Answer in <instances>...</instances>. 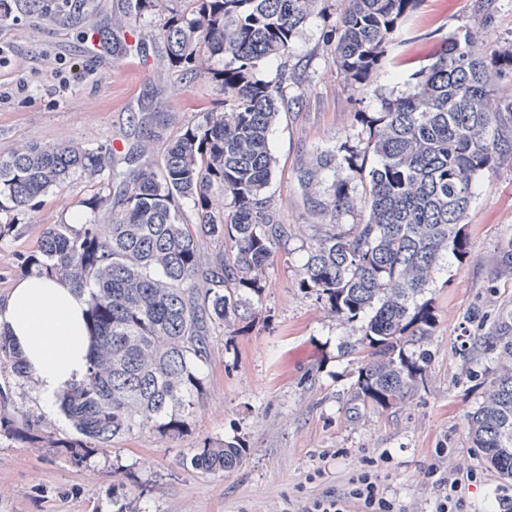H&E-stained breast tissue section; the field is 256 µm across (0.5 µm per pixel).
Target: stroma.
<instances>
[{"label":"stroma","instance_id":"obj_1","mask_svg":"<svg viewBox=\"0 0 512 512\" xmlns=\"http://www.w3.org/2000/svg\"><path fill=\"white\" fill-rule=\"evenodd\" d=\"M14 21L0 25V43L12 52L0 63V154L22 144L75 141L88 149L111 144L119 152L151 131L156 150L179 135L195 113L221 102L214 84L174 70L157 31L159 11L113 29L122 47L120 67L91 52L87 34L125 10V0H43L30 10L13 0ZM419 0L388 43L379 69L363 87L348 85L336 64V27L343 0H315L292 40L288 67L296 76L284 92L279 121L269 133L276 159L268 189L282 223L291 225L287 254L266 271L268 286L256 315L233 334H217L202 369L206 395L180 438L151 432L97 450L75 465L45 447L75 432L58 407L46 406L31 379L0 364V394L7 415L31 422L39 442L0 435V512H291L307 500L343 493L364 459L378 474L398 512H432L437 495L432 469L449 463L476 471L463 494L471 512H496L512 495V480L489 469L472 448L465 416L483 400L485 379L499 367L494 354L472 339L494 330L512 313V274L495 271V257L512 227V165L481 176L472 203L466 252L449 257L429 295L433 337L424 350L428 381L398 408L351 413L356 366L340 345L357 335L353 323L328 317L298 288L312 229L297 180L303 164L321 153L359 145L357 112H377L384 99L409 93L411 75L430 63L449 37L470 32L476 49L493 41L512 50V0ZM70 87L59 92L61 79ZM25 92H16L18 83ZM103 189L98 179L73 173L63 193L42 195L32 211L15 218L0 239V301L32 272L26 263L48 227L89 219L88 199ZM238 440L247 448L229 474H202L179 458L215 442Z\"/></svg>","mask_w":512,"mask_h":512}]
</instances>
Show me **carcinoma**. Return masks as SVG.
Here are the masks:
<instances>
[{"label": "carcinoma", "instance_id": "carcinoma-1", "mask_svg": "<svg viewBox=\"0 0 512 512\" xmlns=\"http://www.w3.org/2000/svg\"><path fill=\"white\" fill-rule=\"evenodd\" d=\"M189 2V12L171 13L159 35L172 67L215 84L224 99L194 116L159 155L144 136L128 157L135 167L116 190L89 202L105 220L55 226L28 260L87 296V371L58 396L79 439L47 441L74 460L143 431L165 439L180 433L204 396L201 369L213 336L255 317L268 287L265 270L291 236L267 189L275 169L268 136L293 76L285 65L274 81L257 71L271 58H288L315 0ZM417 2L345 0L335 52L350 84H365L377 70ZM161 5L127 0L112 25ZM216 57L224 68L211 66ZM412 79L411 92L385 101L376 115L355 113L369 131L359 150L363 219L339 222L353 208L344 181L323 198L309 197V213L324 222L314 225L298 282L328 316L360 323L361 335L340 350L356 365L354 404L377 411L425 387V356L414 348L433 337L427 290L448 255L463 254L477 179L512 161V53L489 41L479 54L465 32ZM113 170L108 146L21 145L0 155V213L33 209L37 197L62 189L76 171L115 178ZM216 188L229 199L220 208ZM184 199L194 203L190 218ZM496 269L512 273V234L498 248ZM474 342L506 361L467 415L469 438L511 479L512 320ZM0 362L21 378L28 374L21 352L1 333ZM243 458L238 444L219 442L181 464L223 474Z\"/></svg>", "mask_w": 512, "mask_h": 512}]
</instances>
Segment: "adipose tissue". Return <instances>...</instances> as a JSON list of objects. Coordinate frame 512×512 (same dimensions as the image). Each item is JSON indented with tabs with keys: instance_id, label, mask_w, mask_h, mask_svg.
<instances>
[{
	"instance_id": "ef3b65f1",
	"label": "adipose tissue",
	"mask_w": 512,
	"mask_h": 512,
	"mask_svg": "<svg viewBox=\"0 0 512 512\" xmlns=\"http://www.w3.org/2000/svg\"><path fill=\"white\" fill-rule=\"evenodd\" d=\"M85 309L69 282L40 273L20 280L0 303V333L22 352L44 402L86 372Z\"/></svg>"
}]
</instances>
